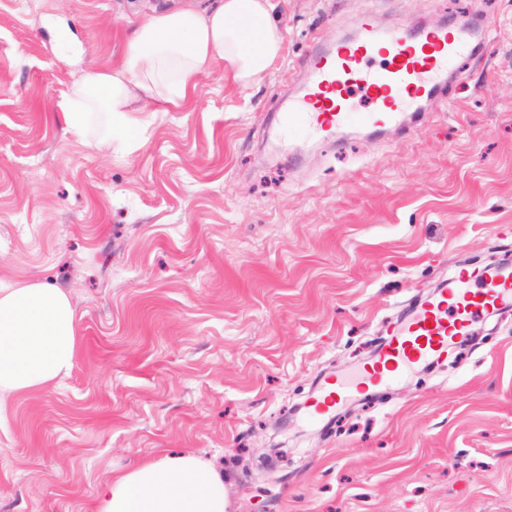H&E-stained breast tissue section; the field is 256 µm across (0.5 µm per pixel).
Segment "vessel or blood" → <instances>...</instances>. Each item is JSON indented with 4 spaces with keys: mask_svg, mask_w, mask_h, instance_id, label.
Here are the masks:
<instances>
[{
    "mask_svg": "<svg viewBox=\"0 0 512 512\" xmlns=\"http://www.w3.org/2000/svg\"><path fill=\"white\" fill-rule=\"evenodd\" d=\"M357 30L356 37L337 40L308 61L303 96L277 115L283 145L315 136L332 139L356 122L373 133H408L422 104L443 98L449 80L483 58L487 45L482 28L465 15L384 28L367 13L358 19ZM356 92L371 105L358 119L349 110ZM511 309V263L460 270L452 288L415 306L371 366L354 378L326 382L308 407V423L333 414L363 385H387L414 366L439 358L483 316Z\"/></svg>",
    "mask_w": 512,
    "mask_h": 512,
    "instance_id": "1",
    "label": "vessel or blood"
}]
</instances>
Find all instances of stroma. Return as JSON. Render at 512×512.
Returning a JSON list of instances; mask_svg holds the SVG:
<instances>
[{"mask_svg": "<svg viewBox=\"0 0 512 512\" xmlns=\"http://www.w3.org/2000/svg\"><path fill=\"white\" fill-rule=\"evenodd\" d=\"M274 2L263 81L216 68L108 156L64 128L72 82L119 66L141 19L218 0H0V286L62 289L80 326L70 376L8 401L0 512H93L103 481L164 452L212 462L232 512H512V312L384 400L304 423L323 378L368 363L416 301L512 257V0ZM370 11L479 15L487 57L406 139L355 125L279 151L303 60Z\"/></svg>", "mask_w": 512, "mask_h": 512, "instance_id": "stroma-1", "label": "stroma"}]
</instances>
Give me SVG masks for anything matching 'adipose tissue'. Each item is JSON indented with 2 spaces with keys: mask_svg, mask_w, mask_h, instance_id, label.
Returning <instances> with one entry per match:
<instances>
[{
  "mask_svg": "<svg viewBox=\"0 0 512 512\" xmlns=\"http://www.w3.org/2000/svg\"><path fill=\"white\" fill-rule=\"evenodd\" d=\"M282 29L272 0H221L201 13L183 8L144 18L120 71L73 83L62 120L74 139L97 149L136 152L153 119L190 102L199 77L217 65L237 82L261 81L279 56ZM79 347L75 308L61 289L0 287V422L9 396L56 385ZM224 476L190 453L162 455L104 483L95 512H226Z\"/></svg>",
  "mask_w": 512,
  "mask_h": 512,
  "instance_id": "adipose-tissue-1",
  "label": "adipose tissue"
}]
</instances>
